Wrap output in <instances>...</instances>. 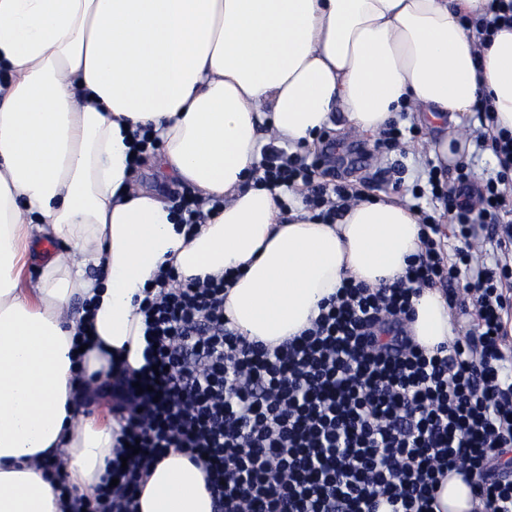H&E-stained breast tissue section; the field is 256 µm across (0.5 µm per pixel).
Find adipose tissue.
<instances>
[{"mask_svg": "<svg viewBox=\"0 0 512 512\" xmlns=\"http://www.w3.org/2000/svg\"><path fill=\"white\" fill-rule=\"evenodd\" d=\"M491 2L0 0V512H71L55 471L88 497L111 469L118 425L77 415L76 374L108 372L122 350L141 366L139 306L163 263L185 277L233 273L226 315L274 346L309 327L342 279L376 287L404 274L420 249L406 204L364 200L332 223L293 193L280 209L256 181L261 148L424 112L446 128L429 150L444 163L462 153L461 118L482 96L512 132V28L480 50L463 24ZM146 125L158 168L224 202L193 236L137 182L132 135ZM36 239L64 248L28 278ZM78 297L90 317L73 311ZM414 308L418 344L454 340L439 290ZM140 489L137 512H212L203 465L177 452Z\"/></svg>", "mask_w": 512, "mask_h": 512, "instance_id": "adipose-tissue-1", "label": "adipose tissue"}]
</instances>
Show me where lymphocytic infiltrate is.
<instances>
[{"mask_svg":"<svg viewBox=\"0 0 512 512\" xmlns=\"http://www.w3.org/2000/svg\"><path fill=\"white\" fill-rule=\"evenodd\" d=\"M477 116L494 176L474 180L462 159L431 166L412 189L421 245L404 274L376 288L343 279L311 326L279 346L232 327L225 279L161 267L140 304L142 365H113L88 390L118 420V483L77 499L73 512H135L142 470L172 449L204 461L213 512H378L384 502L434 512L452 472L470 483L479 512H512V133L494 131L490 100ZM259 171L271 187L302 186L323 218L362 197L317 181L311 163L273 143ZM439 285L450 308L475 320L430 353L407 326L414 298Z\"/></svg>","mask_w":512,"mask_h":512,"instance_id":"lymphocytic-infiltrate-1","label":"lymphocytic infiltrate"}]
</instances>
